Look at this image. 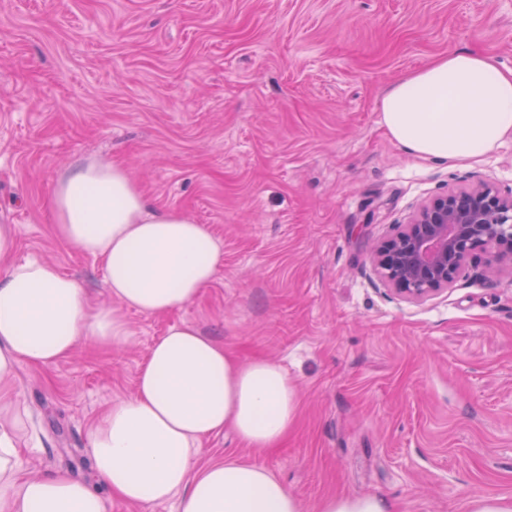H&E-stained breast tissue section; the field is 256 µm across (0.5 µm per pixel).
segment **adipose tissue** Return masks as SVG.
Here are the masks:
<instances>
[{
  "label": "adipose tissue",
  "instance_id": "adipose-tissue-1",
  "mask_svg": "<svg viewBox=\"0 0 512 512\" xmlns=\"http://www.w3.org/2000/svg\"><path fill=\"white\" fill-rule=\"evenodd\" d=\"M388 136L412 156L468 166L512 140V70L467 50L433 59L390 85L380 101ZM62 242L100 256L111 307L93 308L79 281L32 259L0 272V512H108L111 499L178 512H302L265 467L227 461L199 469L206 436L231 429L248 448L278 447L297 418L296 392L268 358L242 361L190 324L151 347L133 392L91 425L97 485L62 473L22 475L10 386L17 367H45L84 341L115 349L125 311L162 315L210 285L222 250L206 225L149 205L127 166L73 165L51 198Z\"/></svg>",
  "mask_w": 512,
  "mask_h": 512
}]
</instances>
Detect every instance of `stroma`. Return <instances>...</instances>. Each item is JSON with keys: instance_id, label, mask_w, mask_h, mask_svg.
<instances>
[{"instance_id": "1", "label": "stroma", "mask_w": 512, "mask_h": 512, "mask_svg": "<svg viewBox=\"0 0 512 512\" xmlns=\"http://www.w3.org/2000/svg\"><path fill=\"white\" fill-rule=\"evenodd\" d=\"M451 50L512 69V0H0V224L11 262L40 258L112 300L101 257L60 242L48 198L76 161L124 163L150 204L207 225L223 264L191 303L125 314L116 351L79 343L14 378L26 476L96 483L88 430L130 394L175 325L287 372L280 448L207 436L198 465L266 467L314 512L332 494L396 512L512 501V267L476 264L418 303L382 285L369 246L425 200L512 190V141L458 167L407 155L379 104Z\"/></svg>"}]
</instances>
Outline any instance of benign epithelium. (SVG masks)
I'll use <instances>...</instances> for the list:
<instances>
[{
  "instance_id": "benign-epithelium-1",
  "label": "benign epithelium",
  "mask_w": 512,
  "mask_h": 512,
  "mask_svg": "<svg viewBox=\"0 0 512 512\" xmlns=\"http://www.w3.org/2000/svg\"><path fill=\"white\" fill-rule=\"evenodd\" d=\"M481 254L489 268L506 255L512 259V192L489 181L430 198L370 248L380 280L410 302L448 288Z\"/></svg>"
}]
</instances>
